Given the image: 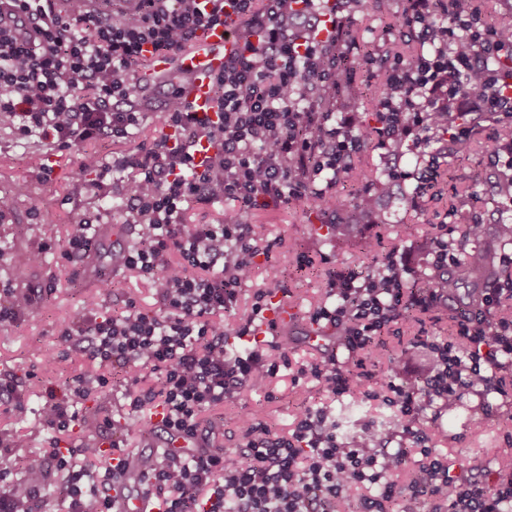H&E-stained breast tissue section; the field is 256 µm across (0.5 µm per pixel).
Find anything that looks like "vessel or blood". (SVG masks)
<instances>
[{
	"label": "vessel or blood",
	"mask_w": 512,
	"mask_h": 512,
	"mask_svg": "<svg viewBox=\"0 0 512 512\" xmlns=\"http://www.w3.org/2000/svg\"><path fill=\"white\" fill-rule=\"evenodd\" d=\"M233 18H226L223 24L202 29L198 32L192 48L179 55H157L146 53V64L138 73L139 80L146 85L153 84L157 76L174 70L186 74L188 80L181 90L185 100L198 112L212 109L210 80L224 67L228 57L240 52L242 45L234 35ZM291 311L279 298H272L269 308L264 313L263 324L253 329L254 335H264L269 324L287 325ZM153 445L157 448L183 450L196 447L194 439L173 433L166 426L162 416L151 420ZM130 482L117 487L113 495L119 501L123 512H157L140 489L135 475L140 470L137 462L127 465Z\"/></svg>",
	"instance_id": "obj_1"
}]
</instances>
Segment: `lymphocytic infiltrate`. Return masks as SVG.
I'll return each mask as SVG.
<instances>
[{
	"label": "lymphocytic infiltrate",
	"instance_id": "1",
	"mask_svg": "<svg viewBox=\"0 0 512 512\" xmlns=\"http://www.w3.org/2000/svg\"><path fill=\"white\" fill-rule=\"evenodd\" d=\"M6 2L27 28L0 25V129L61 151L111 138L132 141L148 118L136 72L144 46L177 53L200 29L231 15L242 44L212 78L214 114L191 111L180 89L172 88L158 115L160 136L119 162L134 171L119 193L123 221L137 226L138 241L113 252L112 266L148 278L161 309L141 312L130 297L120 315L63 330L77 355L103 373L77 377L72 397L50 400L43 421L57 434L76 418L73 398L103 389L105 370L117 365L153 376L151 387L131 399L133 413L147 405L162 409L173 432L194 437L204 408L244 386L266 388L277 374L278 364L262 348L238 354L226 347L227 335L251 333L250 324L231 320L240 288L260 267L271 283L279 281L261 234L234 216L217 224L186 223L190 204L230 201L244 211L290 199L334 202L338 177L372 145L383 151L385 177L361 202L374 212L406 178L396 161L400 146L424 153L433 139L447 136L465 148L470 119H494L512 104V76L485 64L498 46L512 45V15L477 27L461 13L442 26L438 0H407L404 24L421 50L391 66L392 94L374 128L361 124L357 113L316 105L320 98L336 99L354 80L347 64L349 0H333L328 33L316 0H137L109 17L64 15L54 0ZM204 141L216 151L195 162ZM424 247L432 257L426 271L389 253L371 280L330 274L332 303L318 307L312 321L336 329L340 347L357 354L376 344L401 308L433 311L449 288L430 275L454 267L455 258L441 238H429ZM458 333L470 341L468 351L452 340L416 337L413 348L433 356L420 386L388 385L399 428L420 446L415 464H408L406 449L376 448L369 430L343 441L329 411L307 408L288 438L271 436L248 419L242 448L205 445L191 454H167L141 473L144 494L159 512H348L346 490L361 486L371 491L364 512H385L393 498L410 502L420 493L432 497V512H512L511 458L500 462L508 480L490 491L453 474L420 429L424 410L453 408L467 393L512 395V321L478 317L460 324ZM122 455L118 441L109 463L99 444L57 445L25 458V470L44 478L35 484L8 480L13 461L9 448H0L6 478L0 512H29L59 476L68 512H115L110 491L125 476ZM406 468L411 480L402 486L396 477Z\"/></svg>",
	"mask_w": 512,
	"mask_h": 512
}]
</instances>
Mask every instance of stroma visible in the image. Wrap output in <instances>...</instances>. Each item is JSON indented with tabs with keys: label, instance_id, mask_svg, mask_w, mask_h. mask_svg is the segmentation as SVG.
I'll use <instances>...</instances> for the list:
<instances>
[{
	"label": "stroma",
	"instance_id": "stroma-1",
	"mask_svg": "<svg viewBox=\"0 0 512 512\" xmlns=\"http://www.w3.org/2000/svg\"><path fill=\"white\" fill-rule=\"evenodd\" d=\"M406 4L407 0H377L375 6L358 11L351 20L355 56L369 50L376 61L358 64L360 94L348 109L372 126L377 123V113L371 88L384 81L386 59L420 48L404 25ZM470 138L471 149L466 153L455 152L451 141H442L439 164L418 210L408 205L415 182L405 180L396 187L394 196L384 201L387 221L383 224L356 220L346 210L331 219L309 200L242 213L243 221L260 225L265 243L270 244L271 261L282 273L288 287L286 301L295 308L297 318L287 330V353L277 349V335L265 338L263 347L271 360L283 355L288 358L287 367L280 369L266 389L242 388L226 397L223 404L201 413L202 428L216 426V443L239 447L245 418L261 422L273 435L290 437L294 419L305 406L327 407L340 421V435L347 442L354 441L365 427L395 418L382 383L367 382L371 396L362 400L349 392L328 394L307 376V368L319 363L325 354L324 347L308 342L310 316L326 303L325 282L334 270L350 268L366 273L374 267L375 256L387 253L408 261L414 269H425L428 260L420 245L432 235L447 240L449 251L457 256L475 248L477 242L464 236L463 224L449 217L451 206L461 207L464 214L483 224L481 241L498 242L500 224H512V204L495 192L496 183L508 171L496 153L512 146V115L483 124ZM87 150L99 165L110 168L104 179L106 188L99 194L87 190L79 176V155L54 153L47 143L35 139L20 142L9 131L0 130V198L10 203L5 220L0 222V248L6 253L5 259H0V286L30 294L36 300L32 315L0 327V378L15 379L19 385L18 404H0V435L22 436V447L12 451L18 459L49 445L52 434L42 424V412L50 394L68 396L75 377L99 372L95 364L77 357L72 343L61 339V331L97 315L120 313L128 294L137 298L141 311L155 313L160 308L150 282L137 272L112 270L109 258L100 253L71 262L62 256L75 222L85 219L96 226L111 223L124 202L110 186L133 175L132 170L114 165L128 152L127 144L106 140L89 144ZM34 153L52 154V173L43 177L29 168L28 158ZM333 220L354 225L353 234L346 236L330 229ZM40 249L45 252V261L37 266L25 264L26 254ZM497 259L504 262V273L498 283L484 290L489 305L480 310L473 306L464 309L452 299L435 313L396 319L384 328L382 344L365 363L367 370L385 373L390 357L413 337L444 339L456 335L459 323L477 312L494 321L512 320V299L500 294L501 289L512 288V245L500 248ZM91 297L99 303L97 310L86 306ZM127 388L125 373L116 371L100 393L77 400L79 420L63 434V442L77 448L88 442L119 440L127 454L160 457V449L149 445L146 419L131 412ZM104 416L111 420L109 427L85 430L84 419ZM423 422L429 446L446 458L455 474L469 478L466 463L469 457L479 455L487 461L479 481L492 488L502 480L495 458L512 453V398L470 394L454 411L427 410Z\"/></svg>",
	"mask_w": 512,
	"mask_h": 512
}]
</instances>
